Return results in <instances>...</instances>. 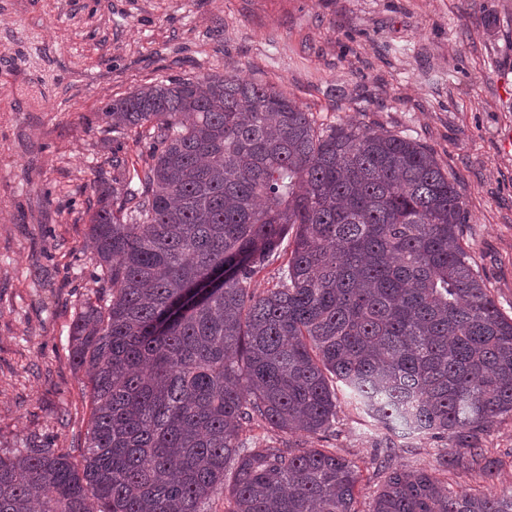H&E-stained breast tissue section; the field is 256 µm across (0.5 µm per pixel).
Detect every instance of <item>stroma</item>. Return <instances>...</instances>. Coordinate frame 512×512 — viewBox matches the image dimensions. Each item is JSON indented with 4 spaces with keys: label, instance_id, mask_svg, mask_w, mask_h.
I'll return each mask as SVG.
<instances>
[{
    "label": "stroma",
    "instance_id": "35a3bbf8",
    "mask_svg": "<svg viewBox=\"0 0 512 512\" xmlns=\"http://www.w3.org/2000/svg\"><path fill=\"white\" fill-rule=\"evenodd\" d=\"M237 75L283 91L326 126L383 128L429 148L455 178L475 267L512 318V0H0V455L32 440L79 460L91 385L72 322L98 288L93 185L113 157L106 103L161 80ZM379 429L346 397L326 436L254 423L242 442L326 448L360 470L368 512L383 477ZM395 466L438 469L441 439L399 440ZM485 481L512 490V417L483 438Z\"/></svg>",
    "mask_w": 512,
    "mask_h": 512
}]
</instances>
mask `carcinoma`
<instances>
[{"label": "carcinoma", "mask_w": 512, "mask_h": 512, "mask_svg": "<svg viewBox=\"0 0 512 512\" xmlns=\"http://www.w3.org/2000/svg\"><path fill=\"white\" fill-rule=\"evenodd\" d=\"M149 144L96 185L100 288L72 329L93 416L80 463L47 445L0 457V512H356L355 462L247 447L255 421L324 434L340 389L389 433L370 512H512V490H456L393 468L391 436L451 442L488 480L483 438L512 415V318L460 237L461 196L422 144L355 124L320 129L273 87L175 79L108 103ZM294 233L277 287L252 278ZM224 285L189 301L207 273Z\"/></svg>", "instance_id": "obj_1"}]
</instances>
